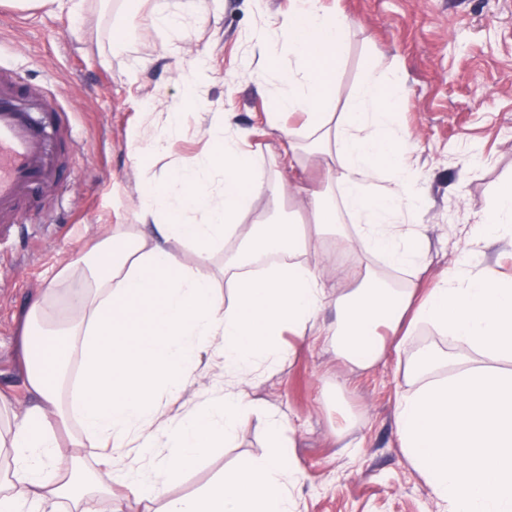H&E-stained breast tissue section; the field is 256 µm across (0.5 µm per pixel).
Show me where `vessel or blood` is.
<instances>
[{
  "instance_id": "b4317fda",
  "label": "vessel or blood",
  "mask_w": 512,
  "mask_h": 512,
  "mask_svg": "<svg viewBox=\"0 0 512 512\" xmlns=\"http://www.w3.org/2000/svg\"><path fill=\"white\" fill-rule=\"evenodd\" d=\"M39 94L0 66V224L22 223L43 195L56 190L69 162L64 147L73 130L68 122L60 113L37 114L25 105Z\"/></svg>"
}]
</instances>
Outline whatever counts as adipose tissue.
<instances>
[{"label": "adipose tissue", "instance_id": "obj_1", "mask_svg": "<svg viewBox=\"0 0 512 512\" xmlns=\"http://www.w3.org/2000/svg\"><path fill=\"white\" fill-rule=\"evenodd\" d=\"M350 23L298 0L273 36L257 39L251 72L272 86L267 124L281 150L267 167L246 150L248 134L213 115V148L147 179L137 216L151 233L117 225L94 250L59 271L22 318L17 357L33 402L11 411L0 394V512H296L299 466L272 407L246 388L286 357L282 331L325 337L337 359L366 370L388 348L404 351L413 390L397 402L407 462L447 512H512V280L470 262L420 290L426 236L416 222L422 175L396 120L404 90L397 73L369 58L356 94L330 110ZM303 112L299 127L282 124ZM322 164L325 185L303 189V222L260 216L256 199L280 205ZM473 245L512 247V180L502 182L471 225ZM336 237L351 260L326 247ZM236 243L223 281L213 254ZM377 258L398 281L365 264ZM337 263L335 283L324 267ZM334 308L333 322L322 321ZM425 327L461 356L408 345ZM224 384L186 400L203 374ZM264 416L268 448L196 494L170 488L215 449L235 443L251 416ZM79 431L73 450L58 432ZM93 457L97 466L84 468Z\"/></svg>", "mask_w": 512, "mask_h": 512}]
</instances>
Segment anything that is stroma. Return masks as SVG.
<instances>
[{
	"instance_id": "stroma-1",
	"label": "stroma",
	"mask_w": 512,
	"mask_h": 512,
	"mask_svg": "<svg viewBox=\"0 0 512 512\" xmlns=\"http://www.w3.org/2000/svg\"><path fill=\"white\" fill-rule=\"evenodd\" d=\"M343 11L352 30L336 69L332 106L342 111L366 59L380 52L406 82L397 121L426 181L422 287L453 268L470 245L466 232L503 181L512 180V0H321ZM154 0L130 17L124 0H86L80 16L52 6L0 0V64L40 87L73 129L72 166L41 209L51 224L26 223L0 237V392L15 410L30 403L15 357L27 301L115 225L136 221L146 175L162 179L187 157L211 148L208 115L228 112L249 131L248 148L273 156L272 111L248 71L254 36L271 30L293 0H164L174 24L152 21ZM126 38L117 52L113 41ZM209 67L186 107L182 133L149 168L135 163L131 134L160 132L167 106L182 96L199 60ZM291 354L249 387L291 423V455L300 467L297 512H442L398 442L396 400L412 383L396 356L353 370L324 340L283 333ZM262 419H252L236 447L221 448L171 492L199 491L224 470L265 452Z\"/></svg>"
}]
</instances>
